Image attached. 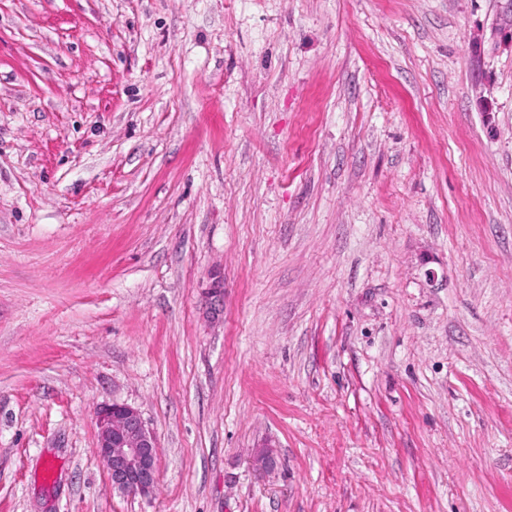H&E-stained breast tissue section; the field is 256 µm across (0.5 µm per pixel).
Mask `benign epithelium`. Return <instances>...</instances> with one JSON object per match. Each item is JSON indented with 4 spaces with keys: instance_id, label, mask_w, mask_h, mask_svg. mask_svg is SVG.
Here are the masks:
<instances>
[{
    "instance_id": "7a95c632",
    "label": "benign epithelium",
    "mask_w": 512,
    "mask_h": 512,
    "mask_svg": "<svg viewBox=\"0 0 512 512\" xmlns=\"http://www.w3.org/2000/svg\"><path fill=\"white\" fill-rule=\"evenodd\" d=\"M97 456L112 488L128 495H150L158 478V446L140 412L114 403L98 412Z\"/></svg>"
}]
</instances>
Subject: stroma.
<instances>
[{"mask_svg": "<svg viewBox=\"0 0 512 512\" xmlns=\"http://www.w3.org/2000/svg\"><path fill=\"white\" fill-rule=\"evenodd\" d=\"M0 512H512V0H0ZM97 456L112 488L128 495H150L158 478V446L140 412L112 403L98 412Z\"/></svg>", "mask_w": 512, "mask_h": 512, "instance_id": "obj_1", "label": "stroma"}]
</instances>
